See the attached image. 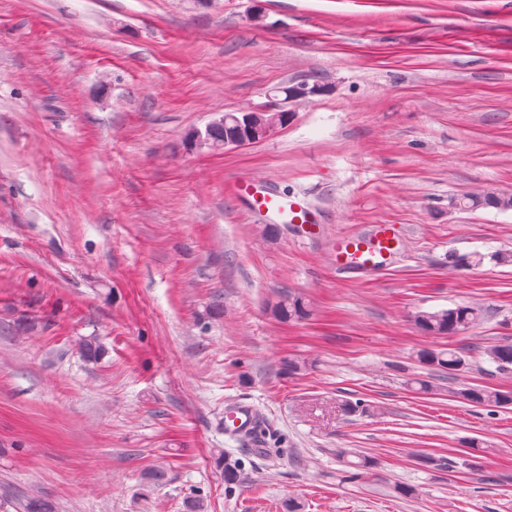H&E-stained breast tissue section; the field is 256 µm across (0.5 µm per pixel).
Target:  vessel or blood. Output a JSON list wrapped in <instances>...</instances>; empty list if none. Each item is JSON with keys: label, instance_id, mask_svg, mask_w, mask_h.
I'll return each mask as SVG.
<instances>
[{"label": "vessel or blood", "instance_id": "obj_1", "mask_svg": "<svg viewBox=\"0 0 512 512\" xmlns=\"http://www.w3.org/2000/svg\"><path fill=\"white\" fill-rule=\"evenodd\" d=\"M228 189L267 223L299 224L305 226L308 240L318 238L321 215L305 196L279 192L247 176L233 179ZM402 241L401 225L374 224L367 233L337 238L332 247L333 262L337 269L362 274L385 264ZM259 418L260 413L253 404L232 402L224 408V431L230 436L255 438Z\"/></svg>", "mask_w": 512, "mask_h": 512}]
</instances>
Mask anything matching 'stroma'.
<instances>
[{
	"label": "stroma",
	"mask_w": 512,
	"mask_h": 512,
	"mask_svg": "<svg viewBox=\"0 0 512 512\" xmlns=\"http://www.w3.org/2000/svg\"><path fill=\"white\" fill-rule=\"evenodd\" d=\"M302 80L326 94L264 141L188 147ZM239 175L308 193L323 241L248 211L226 190ZM489 188L512 192V0H0V500L512 512V405L450 395L512 391L482 354L512 339V266L449 263L512 250V210L454 205ZM383 223L405 231L390 267L332 268L337 237ZM289 294L308 318L276 317ZM457 303L486 312L466 335L413 322ZM462 345L454 375L416 358ZM424 375L437 393L408 387ZM238 399L280 455L225 434ZM346 400L370 410L343 419ZM217 448L243 463L234 491ZM340 448L375 467L345 481ZM155 467L169 479L141 496ZM454 396L463 403L474 406L504 407L512 405V392L481 386H466L457 389Z\"/></svg>",
	"instance_id": "35a3bbf8"
}]
</instances>
